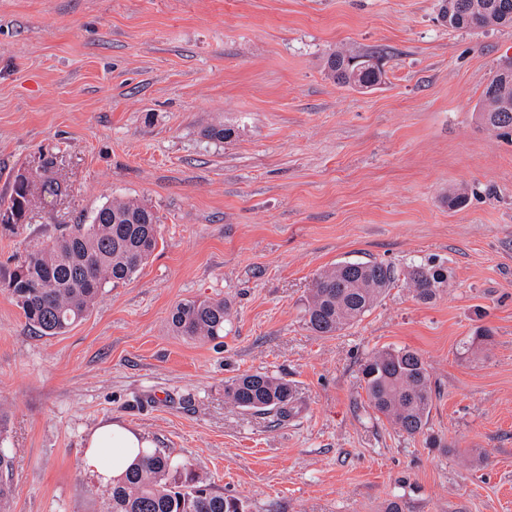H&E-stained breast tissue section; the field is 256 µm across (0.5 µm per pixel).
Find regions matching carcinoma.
<instances>
[{
    "label": "carcinoma",
    "instance_id": "cac0c4a2",
    "mask_svg": "<svg viewBox=\"0 0 512 512\" xmlns=\"http://www.w3.org/2000/svg\"><path fill=\"white\" fill-rule=\"evenodd\" d=\"M448 27L481 30L512 27V0H455ZM327 77L342 87L372 89L384 73L371 55L338 49L327 57ZM479 122L512 143V62L500 67L475 106ZM31 186L15 179L0 211L22 217ZM159 218L136 201H112L99 207L87 224L59 230L51 244L32 250L0 284L22 309L26 323L43 336L66 332L90 310L102 288L129 280L158 243ZM422 302L436 298L448 283L441 266L411 262L399 272L377 260L342 261L319 272L304 309L307 328L321 336L342 331L367 314L399 277ZM230 309L222 301L187 300L172 311L170 326L180 336L214 341L224 337ZM372 408L410 436L423 432L434 390L422 356L409 348L376 352L362 367ZM224 396L254 412L286 415L292 386L266 373L243 374L224 382ZM10 458L0 450V512H8ZM110 512H244L236 498L224 496L185 465L153 451L112 485Z\"/></svg>",
    "mask_w": 512,
    "mask_h": 512
}]
</instances>
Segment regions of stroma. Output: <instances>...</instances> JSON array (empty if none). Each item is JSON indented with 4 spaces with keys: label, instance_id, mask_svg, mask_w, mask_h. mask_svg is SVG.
<instances>
[{
    "label": "stroma",
    "instance_id": "obj_1",
    "mask_svg": "<svg viewBox=\"0 0 512 512\" xmlns=\"http://www.w3.org/2000/svg\"><path fill=\"white\" fill-rule=\"evenodd\" d=\"M339 46L379 56L383 84L328 79ZM510 59L512 28H448L439 0H0V198L35 185L0 223V275L110 200L160 219L148 262L63 334L0 289L9 512H108L81 461L107 418L245 512H512V144L474 111ZM349 259L450 277L427 303L397 281L315 335L313 279ZM190 299L229 306L223 338L171 330ZM388 347L428 365L419 435L369 403L361 366ZM254 372L292 385L287 417L225 399ZM20 178V176L16 177L9 197L0 201V212L4 210V215L7 214L8 220L14 217H24V208L29 203L27 195L32 194L30 184L21 182Z\"/></svg>",
    "mask_w": 512,
    "mask_h": 512
}]
</instances>
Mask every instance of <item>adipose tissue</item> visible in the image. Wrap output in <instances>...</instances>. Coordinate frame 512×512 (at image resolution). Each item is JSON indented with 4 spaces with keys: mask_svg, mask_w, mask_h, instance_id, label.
Returning <instances> with one entry per match:
<instances>
[{
    "mask_svg": "<svg viewBox=\"0 0 512 512\" xmlns=\"http://www.w3.org/2000/svg\"><path fill=\"white\" fill-rule=\"evenodd\" d=\"M148 448V442L138 430L119 420H103L87 439L83 466L106 485L120 479Z\"/></svg>",
    "mask_w": 512,
    "mask_h": 512,
    "instance_id": "obj_1",
    "label": "adipose tissue"
}]
</instances>
